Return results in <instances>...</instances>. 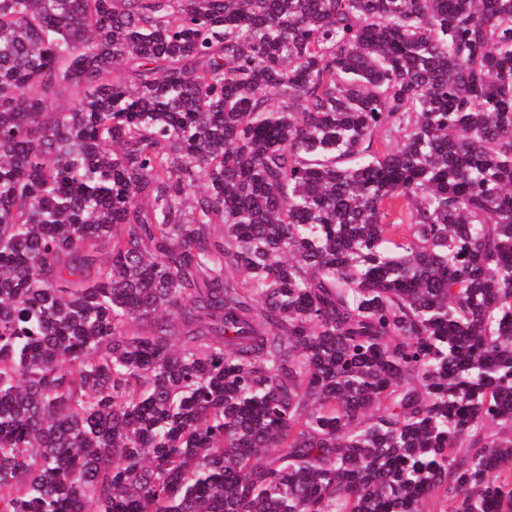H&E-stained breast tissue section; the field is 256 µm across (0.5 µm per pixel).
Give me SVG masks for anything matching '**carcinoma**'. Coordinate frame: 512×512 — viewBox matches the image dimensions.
Wrapping results in <instances>:
<instances>
[{
	"mask_svg": "<svg viewBox=\"0 0 512 512\" xmlns=\"http://www.w3.org/2000/svg\"><path fill=\"white\" fill-rule=\"evenodd\" d=\"M0 512H512V0H0Z\"/></svg>",
	"mask_w": 512,
	"mask_h": 512,
	"instance_id": "1",
	"label": "carcinoma"
}]
</instances>
